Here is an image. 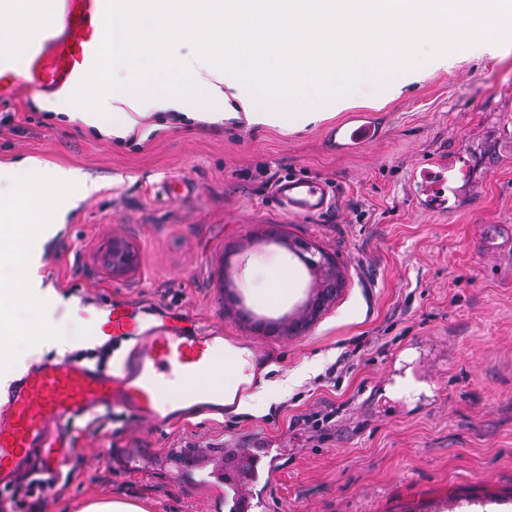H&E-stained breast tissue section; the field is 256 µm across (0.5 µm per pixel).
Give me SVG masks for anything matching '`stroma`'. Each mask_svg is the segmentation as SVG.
Listing matches in <instances>:
<instances>
[{"mask_svg": "<svg viewBox=\"0 0 512 512\" xmlns=\"http://www.w3.org/2000/svg\"><path fill=\"white\" fill-rule=\"evenodd\" d=\"M487 53L449 45L452 63L419 78L396 72L400 95L373 88L355 106L290 135L234 121L212 124L170 113L148 117L152 137L118 140L46 110L20 89L7 104L16 130H0V161L17 176L37 158L77 170L95 186L72 191L56 234L25 232L44 286L75 320L49 330L72 355L99 345L90 313L124 299L151 314L179 309L196 323L267 357L256 412L202 414L156 432L121 407L63 464L72 475L48 488L36 512H76L93 496L122 497L146 512H512V0H496ZM367 115L377 136L360 149H334L329 131ZM448 164V210H421L411 174ZM183 178L187 195L163 182ZM308 176L336 191L320 218L283 211L267 179ZM138 265L113 274V235ZM335 255L344 286L298 335H268L262 320L300 313L313 276L284 240ZM287 269L288 298L258 304L254 289ZM349 355L339 385L326 370ZM293 377L289 394L277 383ZM331 413L314 428L304 418ZM144 452L136 469L109 464ZM198 451L181 469L172 451ZM213 448H277L272 482L239 474L210 488L202 475Z\"/></svg>", "mask_w": 512, "mask_h": 512, "instance_id": "35a3bbf8", "label": "stroma"}]
</instances>
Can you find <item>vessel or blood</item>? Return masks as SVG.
I'll return each instance as SVG.
<instances>
[{
    "label": "vessel or blood",
    "instance_id": "vessel-or-blood-1",
    "mask_svg": "<svg viewBox=\"0 0 512 512\" xmlns=\"http://www.w3.org/2000/svg\"><path fill=\"white\" fill-rule=\"evenodd\" d=\"M63 26L46 28L23 50L0 52V103L19 88L56 90L87 79L100 64L102 23L111 0H60ZM374 135L369 125L339 126L334 145L360 146ZM421 192L430 211L447 203L444 171L421 169ZM274 195L293 213L320 216L331 205L332 187L303 177L279 182ZM99 335L130 341L115 367L80 359L46 360L17 379L0 406V489L15 486L27 473H59L75 451L76 423L119 406L150 427L163 430L174 420L199 412L232 410L252 384L226 386L217 371L233 362L236 350L224 335L197 327L187 313L170 310L148 321L139 305L115 300L94 308Z\"/></svg>",
    "mask_w": 512,
    "mask_h": 512
}]
</instances>
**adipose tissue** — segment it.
<instances>
[{
    "mask_svg": "<svg viewBox=\"0 0 512 512\" xmlns=\"http://www.w3.org/2000/svg\"><path fill=\"white\" fill-rule=\"evenodd\" d=\"M488 0H112L103 27L99 72L55 96L68 121L98 128L100 135L137 136L144 118L181 112L187 96L203 95L208 117L238 116L251 126L290 134L325 119L323 103L353 105L375 85L381 67H413L422 40L458 39L473 18L487 15ZM0 48L18 50L61 15L38 14L35 0H0ZM197 39L190 53L167 48ZM331 55L337 73L323 85L303 73L263 106L255 99L263 78L279 76L283 56ZM109 115L110 125L100 123Z\"/></svg>",
    "mask_w": 512,
    "mask_h": 512,
    "instance_id": "obj_1",
    "label": "adipose tissue"
}]
</instances>
